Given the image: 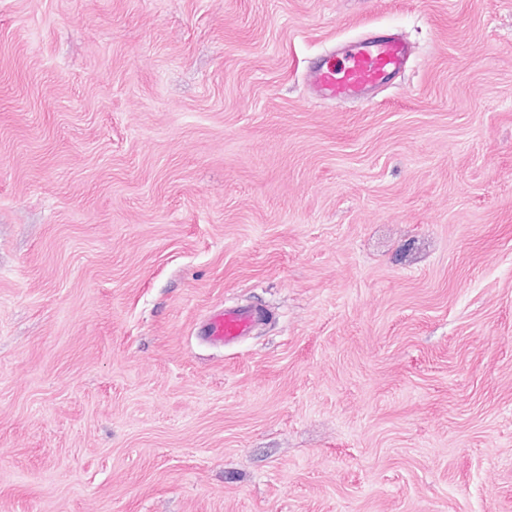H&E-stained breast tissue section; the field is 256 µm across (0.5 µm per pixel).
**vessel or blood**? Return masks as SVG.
<instances>
[{"label": "vessel or blood", "mask_w": 512, "mask_h": 512, "mask_svg": "<svg viewBox=\"0 0 512 512\" xmlns=\"http://www.w3.org/2000/svg\"><path fill=\"white\" fill-rule=\"evenodd\" d=\"M410 55L409 44L397 35L361 36L341 52L318 57L306 72V85L318 102L368 101L405 70ZM259 322L255 308L227 305L209 315L202 334L211 344L233 346L250 336Z\"/></svg>", "instance_id": "b4317fda"}]
</instances>
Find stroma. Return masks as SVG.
Here are the masks:
<instances>
[{"mask_svg": "<svg viewBox=\"0 0 512 512\" xmlns=\"http://www.w3.org/2000/svg\"><path fill=\"white\" fill-rule=\"evenodd\" d=\"M0 512H512V0H0ZM410 55L409 44L396 34L361 36L340 53L318 57L306 72V85L317 102L369 101L405 70ZM259 322L260 313L255 308L224 305L206 319L202 336L214 345L233 346L250 336Z\"/></svg>", "mask_w": 512, "mask_h": 512, "instance_id": "obj_1", "label": "stroma"}]
</instances>
